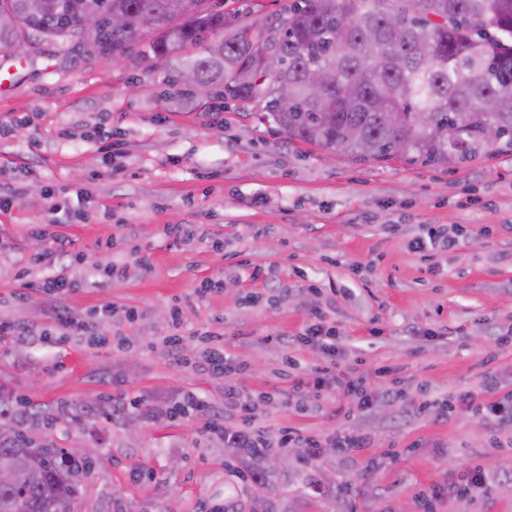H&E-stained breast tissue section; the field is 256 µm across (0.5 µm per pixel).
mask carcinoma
Returning <instances> with one entry per match:
<instances>
[{
	"label": "carcinoma",
	"mask_w": 512,
	"mask_h": 512,
	"mask_svg": "<svg viewBox=\"0 0 512 512\" xmlns=\"http://www.w3.org/2000/svg\"><path fill=\"white\" fill-rule=\"evenodd\" d=\"M85 0L96 26L84 33L77 16L35 11L33 0H0V50L44 45L66 54L75 46L109 56L135 41L128 59L169 61L186 46L197 83L226 100L254 104L288 137L353 161L400 159L409 164L466 162L496 146L512 150V0H292L275 22L252 26L224 9V0ZM126 16L112 27V11ZM152 14L157 26L145 30ZM319 64L323 86L307 84ZM292 104L278 107L281 81ZM493 128L496 139H486ZM44 419L19 414L0 398V459L23 445L42 457V471L17 486L0 485V512H71L75 481L90 469L83 457L53 442L34 443L26 429ZM249 479L217 512H297L288 496L274 508L275 469L266 448H233Z\"/></svg>",
	"instance_id": "carcinoma-1"
}]
</instances>
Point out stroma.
Instances as JSON below:
<instances>
[{
    "label": "stroma",
    "instance_id": "35a3bbf8",
    "mask_svg": "<svg viewBox=\"0 0 512 512\" xmlns=\"http://www.w3.org/2000/svg\"><path fill=\"white\" fill-rule=\"evenodd\" d=\"M11 62L0 72V183L18 194L0 210V321L17 333L0 340V391L48 416L34 440L92 462L72 512H209L223 502L232 460L205 427L236 415L223 379L197 367L204 332L248 363L237 383L270 431L368 438L347 452L315 449L307 473L321 490L306 512H512V425L387 400L357 414L333 392L289 397L281 374L288 354L303 376L323 361L318 349L284 346L315 312L379 392L396 381L410 399L424 386L449 397L512 372V153L446 166L354 162L289 138L251 104L213 107L172 81L169 64L62 57L50 45ZM55 211L61 223H50ZM171 224L189 225L192 238L170 245ZM425 224L463 230L466 246L423 259L411 243ZM58 238L82 261L32 266ZM47 274L73 289L48 298L33 286ZM216 278L223 288L199 295ZM60 313L89 318L88 334L60 336ZM174 333L178 360L163 342ZM185 391L201 407L166 418ZM475 465L485 483L458 495Z\"/></svg>",
    "mask_w": 512,
    "mask_h": 512
}]
</instances>
